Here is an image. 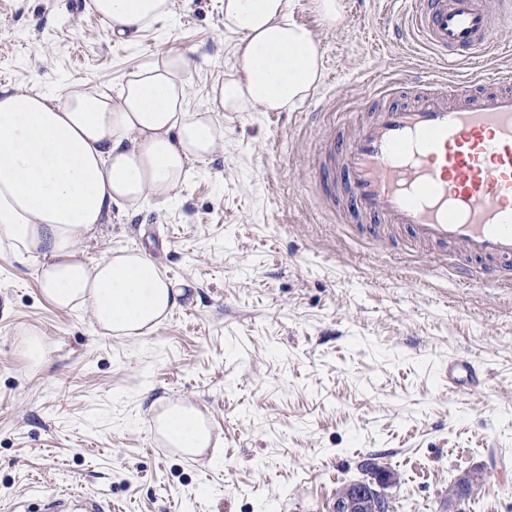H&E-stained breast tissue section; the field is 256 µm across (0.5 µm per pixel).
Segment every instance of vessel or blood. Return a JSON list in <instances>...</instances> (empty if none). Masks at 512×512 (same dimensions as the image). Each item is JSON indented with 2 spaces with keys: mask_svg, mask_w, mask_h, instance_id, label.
<instances>
[{
  "mask_svg": "<svg viewBox=\"0 0 512 512\" xmlns=\"http://www.w3.org/2000/svg\"><path fill=\"white\" fill-rule=\"evenodd\" d=\"M505 22L488 0H410L393 29L419 38L446 69L488 61ZM353 131L329 125L309 161L318 200L349 214L376 241L512 288V71L492 85L472 79L405 83L370 96ZM473 360L448 366V388L475 390ZM40 512H112L79 489L53 491Z\"/></svg>",
  "mask_w": 512,
  "mask_h": 512,
  "instance_id": "b4317fda",
  "label": "vessel or blood"
}]
</instances>
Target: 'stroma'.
Returning <instances> with one entry per match:
<instances>
[{
    "label": "stroma",
    "mask_w": 512,
    "mask_h": 512,
    "mask_svg": "<svg viewBox=\"0 0 512 512\" xmlns=\"http://www.w3.org/2000/svg\"><path fill=\"white\" fill-rule=\"evenodd\" d=\"M326 26L293 0L325 63L294 110L226 112L224 148L194 162L168 200L116 207L88 258L138 249L186 296L153 334L103 336L88 312L42 295L35 264L0 253V512L78 485L122 512H327L375 464L397 473L393 512H448V485L487 482L464 512H512V290L462 285L428 258L362 237L328 213L306 167L326 113L347 123L357 101L406 74L438 76L420 42L396 36L407 0H342ZM0 87L65 96L114 94L168 49L190 62L187 98L205 109L236 75L223 0H177L172 23L110 36L87 0H0ZM49 345L32 366L21 334ZM454 358L486 383L449 391ZM186 400L219 448H166L151 418Z\"/></svg>",
    "instance_id": "stroma-1"
}]
</instances>
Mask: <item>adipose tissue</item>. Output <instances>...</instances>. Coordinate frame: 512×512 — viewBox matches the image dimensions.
Wrapping results in <instances>:
<instances>
[{
	"instance_id": "1",
	"label": "adipose tissue",
	"mask_w": 512,
	"mask_h": 512,
	"mask_svg": "<svg viewBox=\"0 0 512 512\" xmlns=\"http://www.w3.org/2000/svg\"><path fill=\"white\" fill-rule=\"evenodd\" d=\"M176 0H89L109 33L170 21ZM238 35V75L216 82L205 110L189 109L187 56L170 50L132 74L120 93L92 86L58 98L0 89V249L31 261L57 309L90 313L102 335L140 338L178 308L183 289L145 253L87 258L113 207L173 197L190 166L222 147V112H282L323 77L312 32L292 18V0H224ZM168 447L199 455L217 447L191 403H169L152 419Z\"/></svg>"
}]
</instances>
